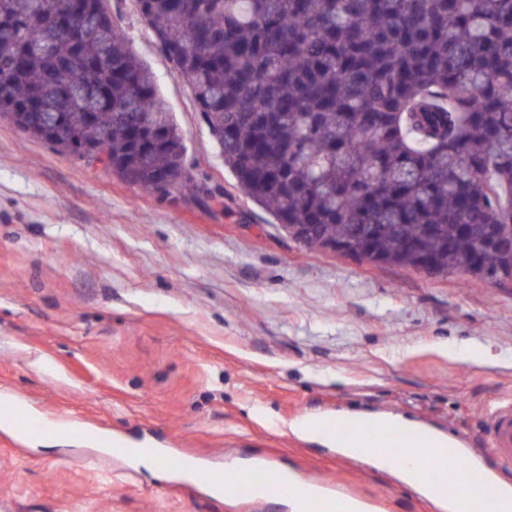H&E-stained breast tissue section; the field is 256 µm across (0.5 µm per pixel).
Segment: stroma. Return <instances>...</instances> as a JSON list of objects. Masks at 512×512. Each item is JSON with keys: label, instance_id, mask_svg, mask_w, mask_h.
<instances>
[{"label": "stroma", "instance_id": "obj_1", "mask_svg": "<svg viewBox=\"0 0 512 512\" xmlns=\"http://www.w3.org/2000/svg\"><path fill=\"white\" fill-rule=\"evenodd\" d=\"M109 5L157 75L196 189L143 192L0 118V399L24 406L0 412V512H285L135 469L101 438L261 459L373 512H436L290 424L391 414L485 447L487 411L512 399V288L295 241L225 169L133 0ZM60 419L84 429L56 433Z\"/></svg>", "mask_w": 512, "mask_h": 512}]
</instances>
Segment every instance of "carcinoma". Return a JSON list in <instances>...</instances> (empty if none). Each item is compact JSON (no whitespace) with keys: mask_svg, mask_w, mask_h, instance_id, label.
I'll list each match as a JSON object with an SVG mask.
<instances>
[{"mask_svg":"<svg viewBox=\"0 0 512 512\" xmlns=\"http://www.w3.org/2000/svg\"><path fill=\"white\" fill-rule=\"evenodd\" d=\"M243 192L304 245H415L434 276L512 232V0H134ZM149 193L186 146L106 0H0V113ZM140 126L168 143L134 142Z\"/></svg>","mask_w":512,"mask_h":512,"instance_id":"1","label":"carcinoma"}]
</instances>
